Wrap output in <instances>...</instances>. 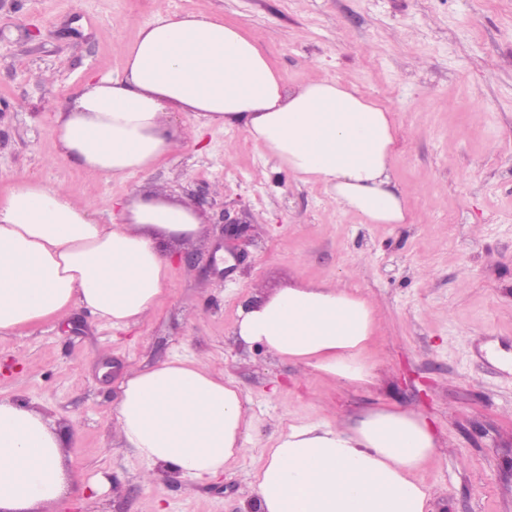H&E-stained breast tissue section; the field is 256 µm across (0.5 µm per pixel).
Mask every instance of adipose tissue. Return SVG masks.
Returning a JSON list of instances; mask_svg holds the SVG:
<instances>
[{"instance_id": "obj_1", "label": "adipose tissue", "mask_w": 512, "mask_h": 512, "mask_svg": "<svg viewBox=\"0 0 512 512\" xmlns=\"http://www.w3.org/2000/svg\"><path fill=\"white\" fill-rule=\"evenodd\" d=\"M242 131L278 170L321 184L365 224H406L393 188L389 112L334 80L291 89L243 27L217 16L157 11L125 49L118 76L88 81L55 119V161L104 178L149 171L175 146L174 116ZM197 212L165 192L136 195L118 223H99L68 191L15 178L0 198V335L83 307L127 329L167 288L166 242L193 236ZM374 308L348 290L294 283L240 310L249 345L332 378L366 382ZM115 422L145 479L165 469L195 482L223 475L242 451L246 399L194 357L129 373ZM64 438L22 399H0V512H37L76 485ZM438 441L421 413L379 408L336 426L292 424L253 473L255 512H428L416 478Z\"/></svg>"}]
</instances>
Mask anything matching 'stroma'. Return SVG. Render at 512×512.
Listing matches in <instances>:
<instances>
[{"mask_svg":"<svg viewBox=\"0 0 512 512\" xmlns=\"http://www.w3.org/2000/svg\"><path fill=\"white\" fill-rule=\"evenodd\" d=\"M159 9L242 25L288 87L330 79L382 104L411 223H362L321 185L276 171L241 131L198 138L184 113L177 147L148 172L105 179L53 162L58 107L86 78L121 73L125 45ZM21 173L65 187L103 224L107 203L136 190L205 199L198 234L167 245V291L144 322L117 331L75 310L0 335V399L25 397L53 421L75 482L112 478L98 499L50 512H242L282 429L382 407L437 430L417 475L431 512H512V0H0V196ZM226 212L249 225L241 247L221 238ZM295 281L371 301V382L237 339L239 310ZM174 356L207 357L236 382L249 430L218 479L147 486L114 434V403L130 371Z\"/></svg>","mask_w":512,"mask_h":512,"instance_id":"35a3bbf8","label":"stroma"}]
</instances>
